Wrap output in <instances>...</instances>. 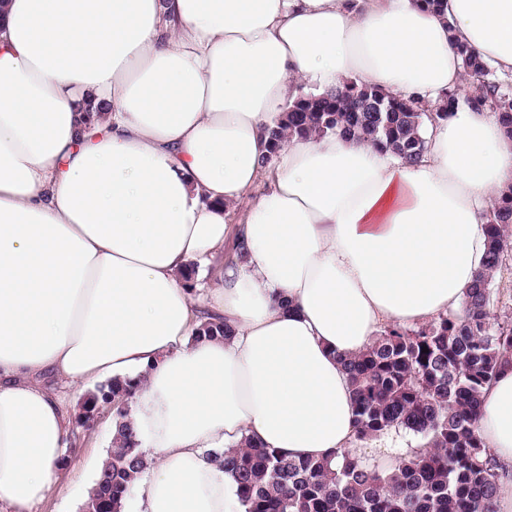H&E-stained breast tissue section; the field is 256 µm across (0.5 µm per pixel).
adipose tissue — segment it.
Here are the masks:
<instances>
[{"label": "adipose tissue", "mask_w": 512, "mask_h": 512, "mask_svg": "<svg viewBox=\"0 0 512 512\" xmlns=\"http://www.w3.org/2000/svg\"><path fill=\"white\" fill-rule=\"evenodd\" d=\"M462 46L512 74V0L0 5V512L65 484L77 430L56 381L130 387L149 460L134 512H244L217 451L348 447L344 360L461 309L512 191V138L466 105L415 164L336 135L272 154L267 131L349 81L441 104ZM88 97L108 105L89 134ZM219 320L231 335L199 337ZM477 430L512 512V367Z\"/></svg>", "instance_id": "1"}]
</instances>
